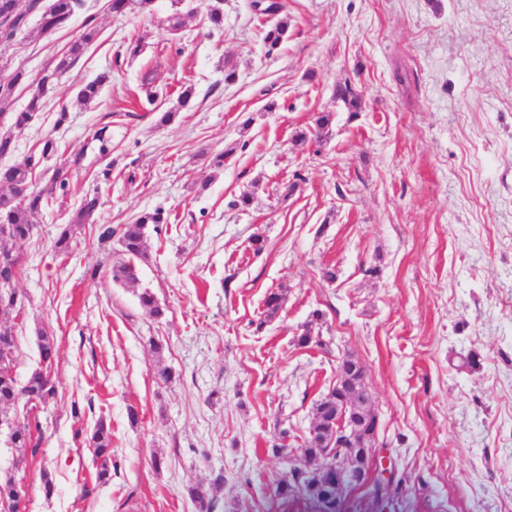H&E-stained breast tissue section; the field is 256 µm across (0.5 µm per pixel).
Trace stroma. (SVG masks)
<instances>
[{
    "label": "stroma",
    "instance_id": "35a3bbf8",
    "mask_svg": "<svg viewBox=\"0 0 512 512\" xmlns=\"http://www.w3.org/2000/svg\"><path fill=\"white\" fill-rule=\"evenodd\" d=\"M213 2L181 0L172 33L171 0L124 16L85 0L53 34L29 14L9 51L35 78L86 16L99 28L9 158L53 140L31 186L70 180L16 247L28 299L18 374L36 367L47 329L56 396L38 410L43 443L24 469L0 439V479L25 484L27 512H198L192 485L217 512H314L277 496L289 467L273 447L303 446L349 354L365 367L398 491L382 503L350 491L343 512H512V0H281L288 33L273 51L249 0H224L220 30ZM137 36L141 52L125 55ZM106 71L98 103L81 106L80 85ZM347 82L355 112L335 95ZM148 88L155 106H124ZM93 188V223L56 254ZM157 208L168 222L145 240L139 283L113 281L123 255L100 226ZM144 288L162 317L140 306ZM274 290L285 299L270 317ZM307 325L320 342L303 349ZM470 352L479 369L462 366ZM158 362L171 383L156 381ZM101 419L117 463L104 485L78 440Z\"/></svg>",
    "mask_w": 512,
    "mask_h": 512
}]
</instances>
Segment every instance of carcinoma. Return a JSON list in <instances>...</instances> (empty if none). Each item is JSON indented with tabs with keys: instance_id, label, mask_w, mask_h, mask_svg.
<instances>
[{
	"instance_id": "carcinoma-1",
	"label": "carcinoma",
	"mask_w": 512,
	"mask_h": 512,
	"mask_svg": "<svg viewBox=\"0 0 512 512\" xmlns=\"http://www.w3.org/2000/svg\"><path fill=\"white\" fill-rule=\"evenodd\" d=\"M155 0H110V9L116 15L126 13H150L153 11ZM250 6L264 18L277 15L283 5L278 0H251ZM82 7V0H28L26 10L19 8V0H0V57L12 45L17 33L27 23V14L40 13L41 33L57 32L68 26L76 10ZM288 31V23L279 21L268 29L264 42L268 51L275 50L282 42ZM98 35V27L89 19L84 24V31L73 40L65 53L58 59L55 66L45 71L37 83L29 81L28 73L16 68L5 78L0 79V103L9 101L16 88L27 85L33 88L32 96L26 107L10 116L11 129L0 132V159L11 155L15 150L14 131L28 128L36 113L42 111L43 99L63 74H65L84 53L86 48ZM109 76L102 74L96 79L85 83L78 92V100L90 104L100 99ZM55 144L47 139L39 156H28L19 164L0 167V243L10 242L14 245L24 243L33 236L35 224L48 204L55 189H65L66 182L59 185L34 190L30 188L33 169L54 152ZM99 206L97 194L87 193L80 202L71 224L61 230L54 242V249L59 254H66L71 248L74 226H80L90 219ZM167 223L164 211L156 209L146 212L131 224H121L114 228L110 225L99 228V240L107 242L112 237H118L121 251L129 256L112 267V279L123 284H134L139 281V268L134 259L143 256V246L150 229ZM21 268L18 253L11 249L0 248V281L5 286L0 288V421L9 429V444L19 451V460L26 457L38 456L42 443V426L38 414L34 413L39 404H46L56 394V386L52 380V367L56 358V348L53 337L44 330L37 333L39 361L25 381H20L18 368L17 345L14 337V323L24 311L23 295L14 288ZM140 305L155 318L163 315L154 294L145 289L138 295ZM26 399L30 405L26 415L13 420L9 412L15 408L21 399ZM328 401L321 399L315 408L310 436L305 441L302 450L311 460L321 459L323 448L319 442L326 430L324 413ZM82 444L89 448L96 464V481L105 484L112 478V430L103 420L99 421L93 431L83 436ZM325 473L318 468L301 471L291 466L289 481L280 489V494L290 498L299 492L300 488L312 486L315 482H323ZM19 492V482L12 477L0 479V502L11 503L16 500ZM189 495L196 503L198 512H214V504L206 494L195 486L188 489Z\"/></svg>"
}]
</instances>
